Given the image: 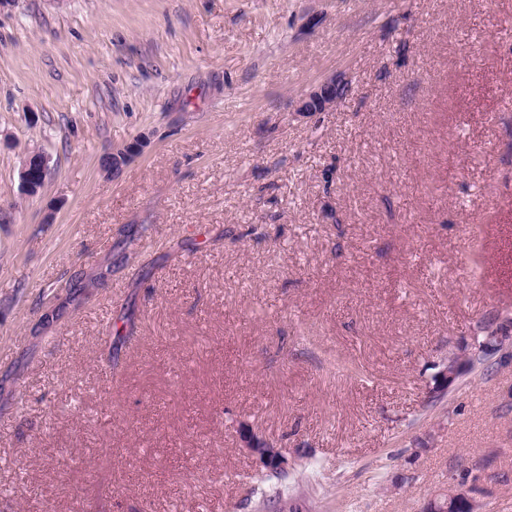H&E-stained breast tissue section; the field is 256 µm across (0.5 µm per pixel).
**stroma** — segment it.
<instances>
[{"mask_svg": "<svg viewBox=\"0 0 512 512\" xmlns=\"http://www.w3.org/2000/svg\"><path fill=\"white\" fill-rule=\"evenodd\" d=\"M509 19L512 0L1 10L0 512H423L462 481L512 512ZM334 75L349 95L299 114ZM487 320L504 350L432 399ZM244 428L295 460L281 501ZM144 139L136 138L135 140L126 143L123 147L118 148L106 158L109 160L108 164L103 168L107 174H112V178L120 172L124 165L128 164L136 156H138L144 148ZM24 157L20 171L21 192L29 197L36 198L43 189L49 173V158L45 153L32 152Z\"/></svg>", "mask_w": 512, "mask_h": 512, "instance_id": "35a3bbf8", "label": "stroma"}]
</instances>
